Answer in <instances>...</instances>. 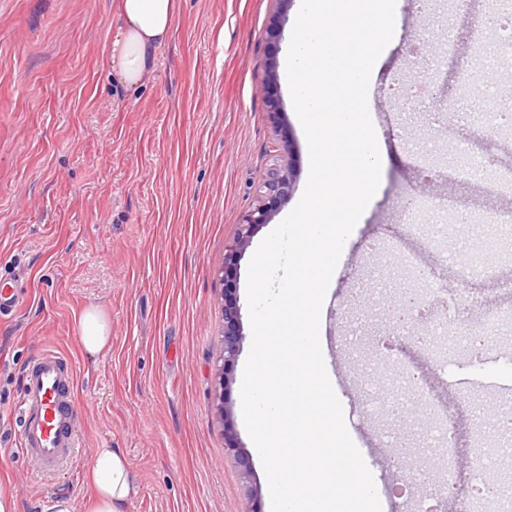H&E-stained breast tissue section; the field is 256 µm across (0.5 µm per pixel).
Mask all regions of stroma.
<instances>
[{
  "label": "stroma",
  "mask_w": 512,
  "mask_h": 512,
  "mask_svg": "<svg viewBox=\"0 0 512 512\" xmlns=\"http://www.w3.org/2000/svg\"><path fill=\"white\" fill-rule=\"evenodd\" d=\"M397 39L369 92V111L386 158L382 188L349 241L323 302L319 337L326 372L344 409H363L360 381L379 371L378 344L413 365L431 399L405 417L386 412L345 426L373 474L383 512H400L412 496L409 467L420 466L432 416L454 409L459 494L470 487L474 425L486 426L490 450L505 440L493 417L512 411V320L490 353L467 366L439 363L445 344L417 349L392 336L386 297L373 291L371 242L416 255L436 291L426 320L446 317L450 293L470 299L462 321L512 311V251L499 254L490 275L461 280L459 264L439 261L460 230L434 241L413 232L402 215L409 199H442L449 213L488 211L512 221V201L483 182L448 175V154L462 140L496 171L512 169V130L483 132L449 115L474 109L457 68L470 64L469 11L434 0L455 32L457 62L428 72L412 50L429 18L418 0H398ZM299 9L278 23L274 0H178L171 42L160 49L152 77L124 92L108 79L105 45L118 17L115 0H0V279L28 296L0 319V490L14 494L17 512H49L66 493L76 512L91 495L84 473L95 449H122L138 484L126 512H248V485L271 512L266 474L242 416L237 437L251 467L243 474L224 447L212 409L213 374L221 349L224 248L256 199L278 142L290 143L297 180L269 224L254 235L258 248L297 206L310 156L296 120L286 74L276 94L282 131L273 135L260 87L268 56L284 61ZM422 86L427 111L405 110L390 96L394 83ZM100 307L112 328L106 352L88 357L77 319ZM54 350L76 372L77 463L44 476L23 454L17 406L34 358ZM385 447L369 449L377 439Z\"/></svg>",
  "instance_id": "35a3bbf8"
}]
</instances>
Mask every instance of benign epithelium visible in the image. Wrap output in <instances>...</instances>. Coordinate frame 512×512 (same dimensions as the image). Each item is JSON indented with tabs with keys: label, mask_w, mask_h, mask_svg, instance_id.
I'll return each instance as SVG.
<instances>
[{
	"label": "benign epithelium",
	"mask_w": 512,
	"mask_h": 512,
	"mask_svg": "<svg viewBox=\"0 0 512 512\" xmlns=\"http://www.w3.org/2000/svg\"><path fill=\"white\" fill-rule=\"evenodd\" d=\"M268 78L261 88L268 103L267 118L274 130H279L282 110L274 93L278 76L273 58L267 61ZM297 167L287 147H278L277 158L257 191L256 202L242 216L231 244L224 247V258L218 273L224 286V328L222 349L215 365L212 405L224 431V446L243 459L241 445L234 431L232 415L227 406V393L234 380L236 366L243 341L241 307L237 297V277L242 256L256 231L271 220L278 202L293 191Z\"/></svg>",
	"instance_id": "benign-epithelium-1"
}]
</instances>
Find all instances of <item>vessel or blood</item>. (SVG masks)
I'll use <instances>...</instances> for the list:
<instances>
[{
  "label": "vessel or blood",
  "mask_w": 512,
  "mask_h": 512,
  "mask_svg": "<svg viewBox=\"0 0 512 512\" xmlns=\"http://www.w3.org/2000/svg\"><path fill=\"white\" fill-rule=\"evenodd\" d=\"M75 373L62 354L47 351L31 363L18 414L21 449L35 456L42 473L72 462L80 436L75 428Z\"/></svg>",
  "instance_id": "1"
}]
</instances>
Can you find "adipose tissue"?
Wrapping results in <instances>:
<instances>
[{
    "instance_id": "adipose-tissue-1",
    "label": "adipose tissue",
    "mask_w": 512,
    "mask_h": 512,
    "mask_svg": "<svg viewBox=\"0 0 512 512\" xmlns=\"http://www.w3.org/2000/svg\"><path fill=\"white\" fill-rule=\"evenodd\" d=\"M120 25L106 47L109 74L119 86L133 90L154 73L160 49L173 35L177 0H118ZM79 339L92 356L109 349L110 322L96 307L84 310L78 321ZM92 495L86 512H125L137 493V482L125 453L118 448L95 449L86 474Z\"/></svg>"
}]
</instances>
